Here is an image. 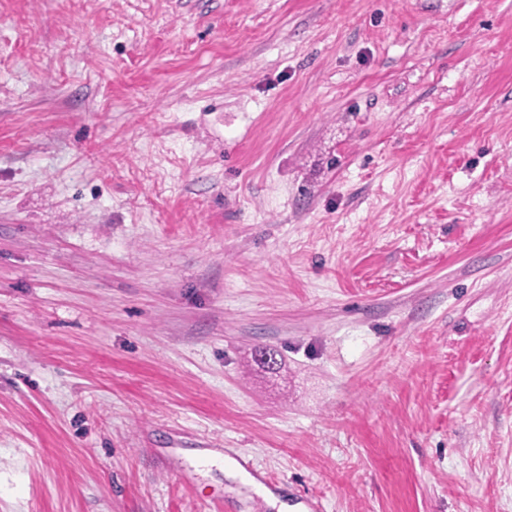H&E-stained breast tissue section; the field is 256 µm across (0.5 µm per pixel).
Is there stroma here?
Wrapping results in <instances>:
<instances>
[{"label": "stroma", "instance_id": "1", "mask_svg": "<svg viewBox=\"0 0 512 512\" xmlns=\"http://www.w3.org/2000/svg\"><path fill=\"white\" fill-rule=\"evenodd\" d=\"M190 449L512 512V0H0V512H270Z\"/></svg>", "mask_w": 512, "mask_h": 512}]
</instances>
